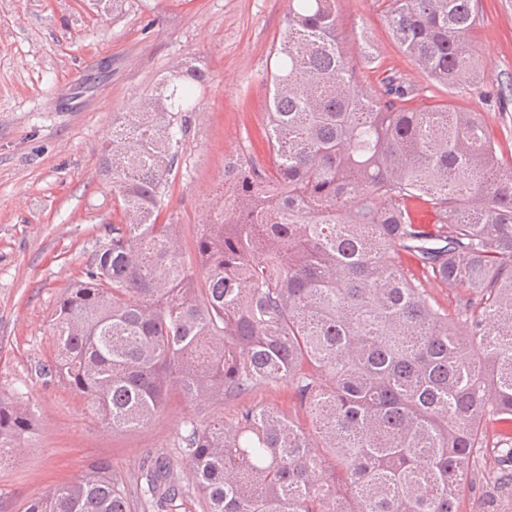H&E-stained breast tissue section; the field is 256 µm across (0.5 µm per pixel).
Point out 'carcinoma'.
Instances as JSON below:
<instances>
[{
    "label": "carcinoma",
    "instance_id": "1",
    "mask_svg": "<svg viewBox=\"0 0 512 512\" xmlns=\"http://www.w3.org/2000/svg\"><path fill=\"white\" fill-rule=\"evenodd\" d=\"M384 3L424 73L478 82V0ZM160 83L112 123L104 169L122 217L60 297L40 371L113 430L147 424L174 391L233 399L286 383L314 433L265 403L188 420L193 489L164 461L130 478L97 460L24 512H135L143 499L173 512L192 491L201 512H460L484 483L512 490V165L483 115L414 106L385 71L364 84L336 0H288L269 162L246 147L235 208L197 240L198 279L160 212L207 71ZM431 281L455 290L454 311L432 303ZM31 427L0 397V461ZM490 452L501 467L488 471Z\"/></svg>",
    "mask_w": 512,
    "mask_h": 512
}]
</instances>
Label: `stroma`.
<instances>
[{
  "label": "stroma",
  "mask_w": 512,
  "mask_h": 512,
  "mask_svg": "<svg viewBox=\"0 0 512 512\" xmlns=\"http://www.w3.org/2000/svg\"><path fill=\"white\" fill-rule=\"evenodd\" d=\"M345 50L375 56L416 90L415 100L482 113L512 156V0H479L472 42L478 86L448 89L393 40L381 0H336ZM288 0H123L102 15L89 0H0V395L32 412L9 464L0 466V512H22L50 486L80 477L90 460L134 475L149 458L187 460L184 421L234 418L241 404L273 403L308 424L287 385L243 400L174 396L144 427L105 428L59 377L51 324L62 292L107 237L118 202L100 170L118 115L137 111L173 63L196 59L208 82L188 122L161 218L178 227L182 259L213 217L228 155L262 149L264 95Z\"/></svg>",
  "instance_id": "1"
}]
</instances>
